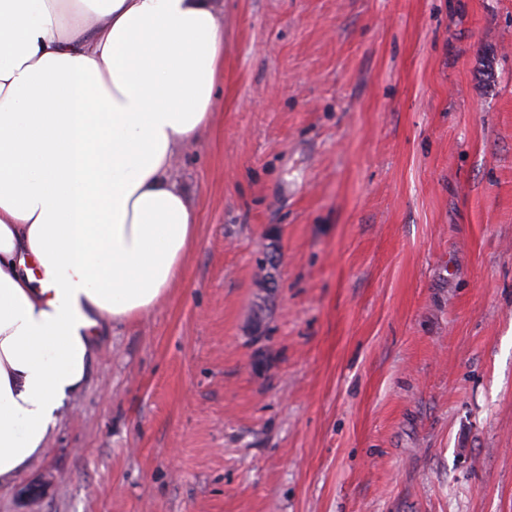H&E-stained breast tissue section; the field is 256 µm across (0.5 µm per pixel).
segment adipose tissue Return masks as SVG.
<instances>
[{"label": "adipose tissue", "instance_id": "ef3b65f1", "mask_svg": "<svg viewBox=\"0 0 512 512\" xmlns=\"http://www.w3.org/2000/svg\"><path fill=\"white\" fill-rule=\"evenodd\" d=\"M224 71L216 0H0V485L150 314L198 225L173 168Z\"/></svg>", "mask_w": 512, "mask_h": 512}]
</instances>
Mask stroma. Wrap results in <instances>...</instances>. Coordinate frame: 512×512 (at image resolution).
<instances>
[{
    "label": "stroma",
    "instance_id": "1",
    "mask_svg": "<svg viewBox=\"0 0 512 512\" xmlns=\"http://www.w3.org/2000/svg\"><path fill=\"white\" fill-rule=\"evenodd\" d=\"M218 4L184 277L0 512H512V0Z\"/></svg>",
    "mask_w": 512,
    "mask_h": 512
}]
</instances>
